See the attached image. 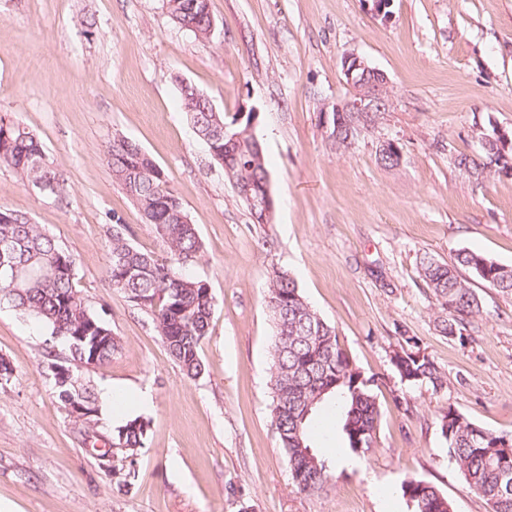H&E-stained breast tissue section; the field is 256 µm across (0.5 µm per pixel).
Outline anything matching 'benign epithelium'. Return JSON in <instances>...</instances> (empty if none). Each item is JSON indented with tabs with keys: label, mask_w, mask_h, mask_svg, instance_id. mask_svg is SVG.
<instances>
[{
	"label": "benign epithelium",
	"mask_w": 512,
	"mask_h": 512,
	"mask_svg": "<svg viewBox=\"0 0 512 512\" xmlns=\"http://www.w3.org/2000/svg\"><path fill=\"white\" fill-rule=\"evenodd\" d=\"M342 81L348 87L347 97L336 101L324 111L335 112V128L343 129L344 125L351 124L357 130L362 125L369 124V117H374V123H379L383 115L390 111L393 105L390 91V80L380 69L356 53H349L341 60ZM249 203H256L262 208V221L272 223L274 213V198L270 184H265L264 193L259 201L249 199Z\"/></svg>",
	"instance_id": "benign-epithelium-1"
}]
</instances>
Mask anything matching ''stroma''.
<instances>
[{
    "mask_svg": "<svg viewBox=\"0 0 512 512\" xmlns=\"http://www.w3.org/2000/svg\"><path fill=\"white\" fill-rule=\"evenodd\" d=\"M210 10L215 28L201 39L162 0H0V113L39 135L69 184L60 202L0 164V206L73 253L78 289L123 341L83 384L98 397L119 388L150 422L136 477L118 486L103 456L111 422L95 415L101 439L84 442L45 369L62 345L0 304V357L14 369L0 382V512H411L409 477L433 483L454 512H490L448 455L440 416L451 407L512 434V297L474 282L480 315L463 339L443 336L418 262L470 249L512 265V176L476 180L454 164L480 156L481 133H512V0H390L382 15L373 0H210ZM348 53L386 72L393 108L339 150L322 108L349 93ZM180 78L219 111H259L272 223H253L212 161L181 108ZM116 134L167 172L204 242L189 271L215 306L194 381L151 317L104 280L115 229L166 253L104 160ZM387 139L399 166L378 159ZM276 268L378 380L376 444L318 495L291 485L271 423L264 296ZM404 336L444 372L442 389L401 382L390 357ZM142 392L151 404L139 409Z\"/></svg>",
    "mask_w": 512,
    "mask_h": 512,
    "instance_id": "obj_1",
    "label": "stroma"
}]
</instances>
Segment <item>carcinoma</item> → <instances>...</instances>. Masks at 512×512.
<instances>
[{
    "instance_id": "carcinoma-1",
    "label": "carcinoma",
    "mask_w": 512,
    "mask_h": 512,
    "mask_svg": "<svg viewBox=\"0 0 512 512\" xmlns=\"http://www.w3.org/2000/svg\"><path fill=\"white\" fill-rule=\"evenodd\" d=\"M170 19L196 37L209 38L212 15L209 0H172ZM181 107L196 134L219 166L229 162L235 170L236 195L241 188L261 187L269 180L264 152L244 148L224 150V136L216 130L241 132L237 115L226 117L209 111L206 101L180 89ZM113 179L137 205L167 247L158 257L143 252L119 234L112 236L106 280L112 290L149 314L168 354L189 379L201 377L205 365L201 346L208 335L214 309L211 288L192 276L188 267L203 252L196 226L183 223L187 216L182 200L173 190L163 168L137 144L115 136L105 148ZM494 162L483 151V160L460 153L458 168L477 180L486 177L485 167ZM0 164L10 167L22 182L47 185L43 193L58 200L69 194L66 180L51 165L42 142L19 120L0 114ZM19 268L16 277L0 271V303L27 314L45 325L61 341L64 356L51 359L46 370L52 376L57 398L64 409L81 405L97 412L95 398L83 388L81 373L103 365L122 347L108 322L87 304L75 284L74 255L40 225L22 213L0 207V266ZM421 272L440 304L436 318L439 332L463 337L470 319L481 312V300L470 278L485 282L512 296V266L485 254L460 250L447 263L426 253L419 258ZM470 277H465L462 271ZM266 306L275 334L270 375L271 419L283 449L288 475L301 493H316L335 482L332 459L316 446L325 435L326 418L336 422L344 449L360 455L373 448L381 421L374 387L378 379L365 377L341 346L334 327L307 302L296 280L278 271L267 284ZM392 364L400 379L412 386L443 387L445 374L418 346L413 336L402 337ZM441 436L468 488L481 496L490 512H512V435L483 428L450 407L440 419ZM149 422L136 417L112 430V447L124 453L126 465L114 472L119 484L132 485L136 477L137 450L146 447ZM412 512H453L452 503L430 482L411 477L401 485Z\"/></svg>"
}]
</instances>
